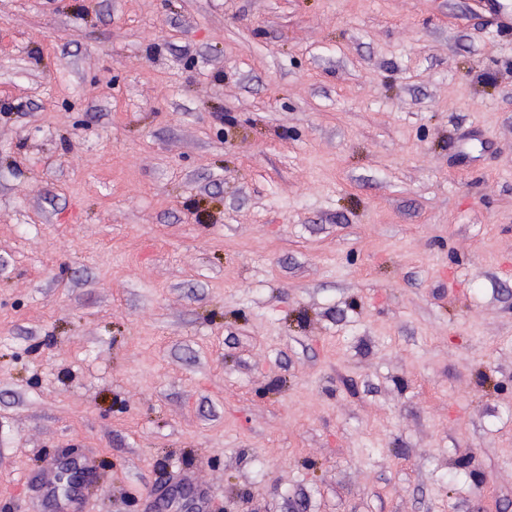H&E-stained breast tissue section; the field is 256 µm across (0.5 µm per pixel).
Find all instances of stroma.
<instances>
[{
  "mask_svg": "<svg viewBox=\"0 0 512 512\" xmlns=\"http://www.w3.org/2000/svg\"><path fill=\"white\" fill-rule=\"evenodd\" d=\"M512 512V0H0V512ZM78 491L70 496L61 498L56 492L55 484L52 480H47L45 484V497L55 503V512H79L81 510L82 486L78 487Z\"/></svg>",
  "mask_w": 512,
  "mask_h": 512,
  "instance_id": "35a3bbf8",
  "label": "stroma"
}]
</instances>
